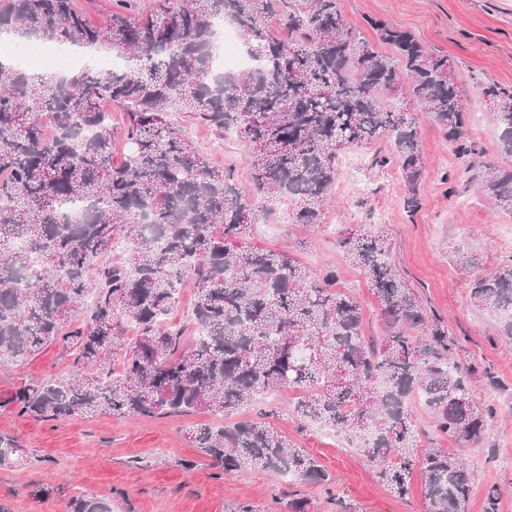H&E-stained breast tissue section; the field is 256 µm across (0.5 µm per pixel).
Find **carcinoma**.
Segmentation results:
<instances>
[{
    "instance_id": "carcinoma-1",
    "label": "carcinoma",
    "mask_w": 512,
    "mask_h": 512,
    "mask_svg": "<svg viewBox=\"0 0 512 512\" xmlns=\"http://www.w3.org/2000/svg\"><path fill=\"white\" fill-rule=\"evenodd\" d=\"M159 2L154 14L113 11L96 22L77 0H0V36L112 50L128 61L57 77L0 63V367L50 345L73 360L69 373L24 385L0 407L50 419L207 411L218 420L192 432L195 447L224 473L267 471L321 489L336 512H356L330 473L265 414L224 422L266 394L302 389L291 406L302 427L362 450L399 496L419 466L426 512H466L475 466L452 448L420 446L411 400L426 405L437 432L468 448L497 414L474 398L492 376L456 360L455 338L399 273L387 238L345 229L336 239L378 302L384 334L376 340L363 335V310L338 286L334 266L310 275L292 252L246 243L278 202L289 223L322 224L341 151L387 133L406 207H417L425 161L409 106L431 115L456 152L472 153L453 63L410 32L371 20L374 45L347 24L338 0ZM273 18L287 36L267 30ZM218 20L237 29L258 67L233 75L216 68ZM398 92L406 106L384 107L381 98ZM482 94L506 156L482 188L512 215V92L489 85ZM105 101L126 115L119 159ZM176 112L250 143V190L265 208L248 202L233 169L214 167L192 145ZM72 202L84 205L77 220L64 212ZM449 255L462 269L475 264L458 243ZM189 283L187 335L166 317ZM469 302L512 342V266L475 276ZM125 323L138 331L129 344ZM119 354L120 372L97 374ZM28 458L0 437V466ZM276 500L281 512L311 509L293 493ZM69 508L112 512V502L83 491Z\"/></svg>"
}]
</instances>
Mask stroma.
I'll list each match as a JSON object with an SVG mask.
<instances>
[{
	"label": "stroma",
	"instance_id": "35a3bbf8",
	"mask_svg": "<svg viewBox=\"0 0 512 512\" xmlns=\"http://www.w3.org/2000/svg\"><path fill=\"white\" fill-rule=\"evenodd\" d=\"M339 8L345 21L368 40L377 38L369 26L377 20L409 31L429 52L448 56L468 99L471 120L466 136L475 151L457 153L431 115L416 113L426 167L415 210L404 204L408 189L393 161V138L386 134L371 147L355 151L364 161L359 173L363 191H355L347 174L339 173L334 204L325 211L322 227L302 231L279 211L269 223L253 225L247 241L271 251L291 248L311 272L334 261L341 286L363 308L365 335L375 337L382 333L376 300L366 276L343 257L336 239L342 228L383 232L400 272L444 320L464 353L482 363L503 387L499 394L483 385L476 389L480 401L496 399L499 413L480 446L465 452L477 467L467 512H483L484 493L492 485L502 494V512H512V345L500 341L493 319L468 299L475 275L512 265V216L496 208L478 179L486 166L504 158L501 129L482 101V87L493 83L512 89V0H339ZM176 119L214 165L236 166L240 185H247L246 142L186 113H177ZM376 155L389 157V164L372 166ZM452 242L476 255L475 267L464 270L451 262ZM69 369L56 346L46 347L25 363L0 369V395ZM283 402L282 394L274 393L245 414L268 412L279 432L329 471L357 512H424L420 471H413L408 495L391 493L359 449L347 447L335 433L302 429ZM208 420L205 414L35 419L2 408L0 436L25 448L31 461L0 467V505L9 512H69L70 496L86 490L108 500L121 496L120 512H234L244 502L259 512H278L274 496L283 487L282 479L261 471L225 476L190 442L189 429ZM187 460L193 461V468H184ZM38 486L49 488L50 496L33 497Z\"/></svg>",
	"mask_w": 512,
	"mask_h": 512
}]
</instances>
